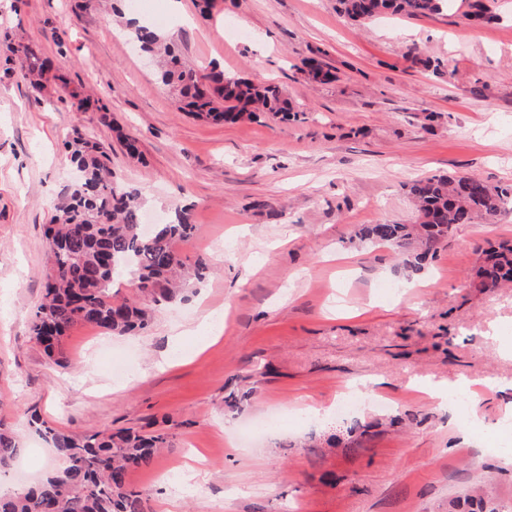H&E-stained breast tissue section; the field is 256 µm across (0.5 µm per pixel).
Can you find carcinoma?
Returning <instances> with one entry per match:
<instances>
[{"instance_id": "1", "label": "carcinoma", "mask_w": 512, "mask_h": 512, "mask_svg": "<svg viewBox=\"0 0 512 512\" xmlns=\"http://www.w3.org/2000/svg\"><path fill=\"white\" fill-rule=\"evenodd\" d=\"M448 0H337L338 12L364 25L384 14L409 18L441 13ZM467 18L475 24L495 19L484 0H471ZM139 49L152 56L158 78L170 88L181 108L202 121L236 123L262 115L289 121L297 111L274 84L259 85L229 75L212 66L188 64L172 42L149 24L133 33ZM16 71L35 96L48 85L77 112H86L93 100L82 87H72L40 46L15 42L4 36ZM301 73L311 84H328L337 75L322 61L309 58ZM65 148L80 173L65 185L56 214L44 231L49 266L41 302L31 320L30 332L47 356L65 362L64 337L79 325L126 336L142 333L152 322L149 305L170 303L194 281L203 279V259L187 264L180 246L196 229L187 210L177 208L172 217L154 225L151 234L141 228L138 191L119 183L112 171V145L92 141L75 129ZM420 217L416 224H368L360 238L396 248L406 256L412 272L435 258L461 224H492L512 209V184L494 185L466 175H438L407 185ZM129 273L128 282L146 302L119 295L113 288L118 270ZM512 282V244L500 243L481 250L474 270L476 288H495ZM31 423L52 443L66 465L43 477L26 492L0 496V512H149L147 501L128 483V475L150 465L168 447L164 432L131 430L66 432L31 416ZM19 452L13 432L0 423V473ZM448 512H506L485 486L448 502Z\"/></svg>"}]
</instances>
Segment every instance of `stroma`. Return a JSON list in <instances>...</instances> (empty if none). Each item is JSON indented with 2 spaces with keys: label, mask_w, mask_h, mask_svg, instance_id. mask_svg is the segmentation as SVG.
Returning a JSON list of instances; mask_svg holds the SVG:
<instances>
[{
  "label": "stroma",
  "mask_w": 512,
  "mask_h": 512,
  "mask_svg": "<svg viewBox=\"0 0 512 512\" xmlns=\"http://www.w3.org/2000/svg\"><path fill=\"white\" fill-rule=\"evenodd\" d=\"M78 0H0V35L41 45L71 82L94 89L112 119L40 99L0 45V421L37 471L63 468L29 423L38 411L65 431L146 428L169 448L129 482L152 512H448L481 475L512 506V459L491 435L463 433L474 412L494 425L512 403V286L478 291L482 247L512 240V213L462 224L420 273L362 225L418 220L405 190L416 178L468 174L512 182V0H486L496 19L472 24L462 0L440 14L360 26L336 0H141L192 62L277 83L299 118L213 124L179 109L123 17ZM237 23L247 36L230 39ZM64 35L56 46L52 34ZM438 60L435 75L405 58ZM335 82L312 85L304 59ZM112 144V167L151 211L188 205L183 245L206 279L154 313L138 336L81 326L68 363L29 332L42 297V226L76 171L62 147L73 128ZM138 137L130 157L123 135ZM396 288L385 296L384 287ZM224 327L201 345L203 322ZM163 370H155L156 361ZM365 380L360 408H332ZM503 383L485 393L483 382ZM469 388L464 408L429 389ZM414 414L413 423L391 425Z\"/></svg>",
  "instance_id": "1"
}]
</instances>
